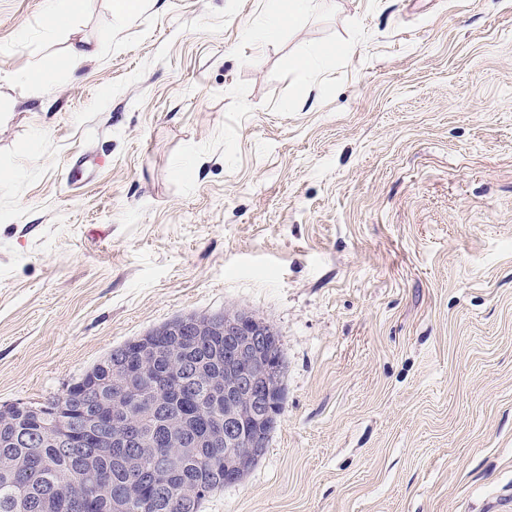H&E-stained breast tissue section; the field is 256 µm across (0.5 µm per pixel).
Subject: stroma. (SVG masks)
Listing matches in <instances>:
<instances>
[{
	"mask_svg": "<svg viewBox=\"0 0 512 512\" xmlns=\"http://www.w3.org/2000/svg\"><path fill=\"white\" fill-rule=\"evenodd\" d=\"M278 8L0 0V405L245 311L283 411L201 512H512V0H315L262 39ZM99 53V46L89 40L81 39L71 43L69 52L64 59L67 65L93 60Z\"/></svg>",
	"mask_w": 512,
	"mask_h": 512,
	"instance_id": "stroma-1",
	"label": "stroma"
}]
</instances>
